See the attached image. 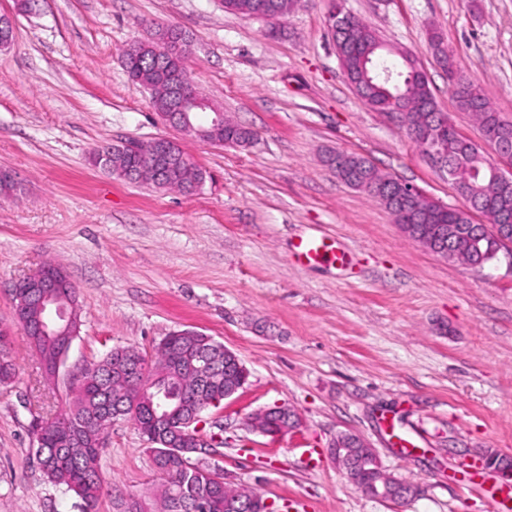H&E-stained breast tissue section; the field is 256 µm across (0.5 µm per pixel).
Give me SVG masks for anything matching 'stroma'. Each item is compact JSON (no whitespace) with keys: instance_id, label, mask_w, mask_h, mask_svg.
I'll return each mask as SVG.
<instances>
[{"instance_id":"obj_1","label":"stroma","mask_w":512,"mask_h":512,"mask_svg":"<svg viewBox=\"0 0 512 512\" xmlns=\"http://www.w3.org/2000/svg\"><path fill=\"white\" fill-rule=\"evenodd\" d=\"M331 0H300L277 25L225 12L222 0H37L12 19L0 51V168L19 182L0 197V330L16 377L0 386V512H80L35 460L34 421L68 401L47 388L15 319L13 282L53 262L78 291L82 326L67 367L118 346L152 352L170 332L212 336L249 372L204 416L224 440L228 482L255 488L276 512H490L450 474L486 449L512 460V269L478 270L409 240L378 201L322 158L358 153L382 172L466 208L395 115L346 80L328 29ZM346 12L411 51L449 121L496 152L459 111L429 49L439 32L465 75L512 122V0H344ZM193 38L194 82L255 134L219 147L164 125L123 64L150 26ZM166 137L206 173L192 195L114 178L89 163L118 141ZM317 236L347 258L303 266L294 242ZM294 409L297 431L273 439L250 414ZM340 433L365 439L383 466L417 484L396 504L356 488L329 456ZM147 443L113 424L105 482L141 494L156 480ZM311 451V460L301 457Z\"/></svg>"}]
</instances>
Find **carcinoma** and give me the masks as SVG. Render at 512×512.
Returning <instances> with one entry per match:
<instances>
[{"instance_id": "carcinoma-1", "label": "carcinoma", "mask_w": 512, "mask_h": 512, "mask_svg": "<svg viewBox=\"0 0 512 512\" xmlns=\"http://www.w3.org/2000/svg\"><path fill=\"white\" fill-rule=\"evenodd\" d=\"M265 2L273 5L276 17L281 19L292 11L296 0H224V9L251 16ZM436 38L435 33L430 37V50L448 76V87L458 108L475 116L484 136L490 135L492 126L499 125L508 128L512 141V124L500 119L484 91L464 75L454 55L435 47ZM146 40L159 50L157 55H132L140 44L135 40L127 46L123 56L129 60V77L148 90L154 112L167 110L168 90L178 82L197 96L205 97L190 78L186 58H181L174 68L165 59L167 41L189 47V33L178 27L157 25L150 29ZM379 42L378 32L353 16L350 28L336 34V54L347 81L370 107L379 112L404 108V127L411 138L419 128L434 120L442 121V111L426 74L410 76L404 57L398 65L386 62L382 49L377 47ZM226 124L227 128L213 136L217 145L240 147L253 140L250 129L229 119ZM441 147L448 152L449 160L466 174L464 178L453 179L456 190L470 209L488 218L490 225L474 224L466 212L449 208L432 198L388 204L386 208L410 240L416 242L428 236L431 243L427 247L436 253L448 244V259L472 266L494 256L497 242L493 240V228L496 225H508L507 238L512 240V186L503 188L494 180L482 150L458 139L449 121L442 134ZM101 156L106 157L108 163L104 171L121 178L126 177L133 165L159 168L160 177L144 180L156 189H177L191 194L205 181V173L190 158L169 159L157 148L148 147L131 155L110 144L91 154V165L98 166ZM326 162L334 166L336 175L347 185L380 200L374 186L386 176L368 159L350 155L342 167L333 165L330 156ZM15 375L7 336L0 331V386L11 384ZM139 375L155 378L159 384L169 385L179 392L180 400L168 408L171 426L192 418L208 400L222 402L224 391L240 390L248 380L247 370L235 363H224L223 344L215 340L207 342L202 336L173 331L160 341L151 355L134 347H115L81 371L73 383L72 399L63 410L64 419L37 423L32 428L34 455L47 480L75 495L82 512H96L105 494L112 497L116 512H226L224 502L229 500L242 504L240 512H260L257 506L249 507L258 499L257 492L224 482L223 468L212 467L201 460L189 442H181L176 448H165L157 443L154 437L157 427L149 405H139L135 414L112 412V402L126 394L127 378ZM286 419V409L254 413L248 417V425L259 432H270ZM118 420L133 422L150 443L148 452L160 475V482L151 494L129 497L117 486L104 487L98 475L109 432ZM340 442L344 448L338 457L354 485L391 490L404 484L418 493L417 485L391 475L374 450L358 436L346 433L340 436Z\"/></svg>"}]
</instances>
